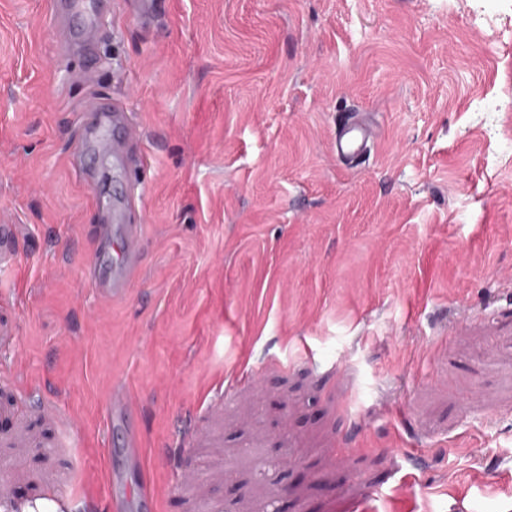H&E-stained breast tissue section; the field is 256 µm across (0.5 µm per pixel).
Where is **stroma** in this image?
<instances>
[{"label":"stroma","mask_w":512,"mask_h":512,"mask_svg":"<svg viewBox=\"0 0 512 512\" xmlns=\"http://www.w3.org/2000/svg\"><path fill=\"white\" fill-rule=\"evenodd\" d=\"M156 2L89 59L0 0V512H512V0ZM94 96L142 131L96 165L144 228L116 301ZM369 141V129L360 120L343 121L336 126L334 149L336 158L352 160L359 157Z\"/></svg>","instance_id":"stroma-1"}]
</instances>
